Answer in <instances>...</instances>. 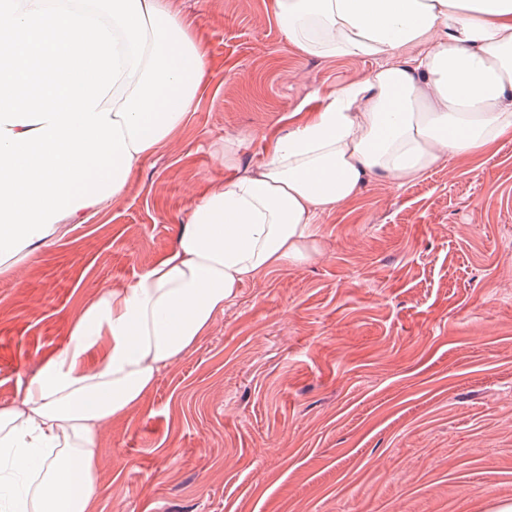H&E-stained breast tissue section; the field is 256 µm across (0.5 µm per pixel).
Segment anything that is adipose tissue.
I'll use <instances>...</instances> for the list:
<instances>
[{"label": "adipose tissue", "mask_w": 512, "mask_h": 512, "mask_svg": "<svg viewBox=\"0 0 512 512\" xmlns=\"http://www.w3.org/2000/svg\"><path fill=\"white\" fill-rule=\"evenodd\" d=\"M288 42L384 66L275 135L265 163L205 186L177 246L80 308L0 409V512H89L100 437L208 334L240 286L310 260L315 218L367 177L404 184L512 132V0H269ZM425 45L409 63L396 51ZM170 0H0V275L122 196L195 111L208 69Z\"/></svg>", "instance_id": "adipose-tissue-1"}]
</instances>
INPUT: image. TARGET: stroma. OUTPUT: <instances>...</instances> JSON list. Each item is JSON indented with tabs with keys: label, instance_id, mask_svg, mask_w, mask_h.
Masks as SVG:
<instances>
[{
	"label": "stroma",
	"instance_id": "1",
	"mask_svg": "<svg viewBox=\"0 0 512 512\" xmlns=\"http://www.w3.org/2000/svg\"><path fill=\"white\" fill-rule=\"evenodd\" d=\"M269 0H173L205 89L122 198L0 279V408L81 305L176 244L195 192L376 57L288 44ZM314 257L241 285L207 336L103 432L94 512H497L512 503V135L315 219Z\"/></svg>",
	"mask_w": 512,
	"mask_h": 512
}]
</instances>
